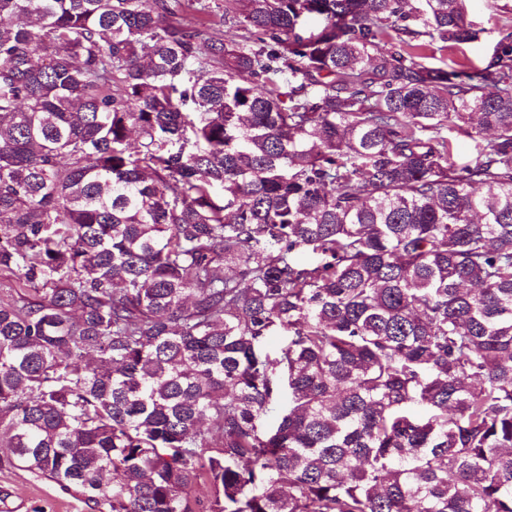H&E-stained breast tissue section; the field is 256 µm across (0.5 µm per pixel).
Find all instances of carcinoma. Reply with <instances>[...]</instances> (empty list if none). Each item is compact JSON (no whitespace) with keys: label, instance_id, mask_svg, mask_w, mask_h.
I'll return each mask as SVG.
<instances>
[{"label":"carcinoma","instance_id":"cac0c4a2","mask_svg":"<svg viewBox=\"0 0 512 512\" xmlns=\"http://www.w3.org/2000/svg\"><path fill=\"white\" fill-rule=\"evenodd\" d=\"M179 7L0 0L4 462L108 512H512V26L448 69L468 0ZM452 141L454 160L458 164H465L477 153L476 143L462 133L453 132L450 134Z\"/></svg>","mask_w":512,"mask_h":512}]
</instances>
